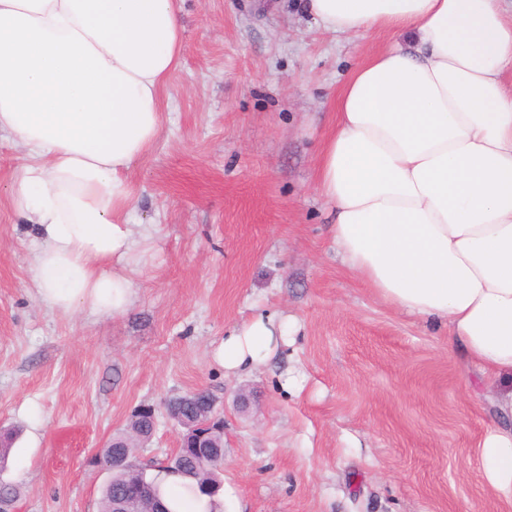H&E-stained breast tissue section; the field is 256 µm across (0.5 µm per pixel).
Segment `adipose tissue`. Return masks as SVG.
<instances>
[{
	"instance_id": "adipose-tissue-1",
	"label": "adipose tissue",
	"mask_w": 512,
	"mask_h": 512,
	"mask_svg": "<svg viewBox=\"0 0 512 512\" xmlns=\"http://www.w3.org/2000/svg\"><path fill=\"white\" fill-rule=\"evenodd\" d=\"M325 31L408 32L342 87L319 165L336 248L384 303L446 323L506 382L512 415V0H304ZM179 0H0V138L27 156L12 187L35 231L29 267L60 314H124L151 229L127 215L131 166L161 132L183 49ZM290 323L257 316L213 350L226 374L263 364ZM477 454L512 502V428Z\"/></svg>"
}]
</instances>
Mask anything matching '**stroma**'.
<instances>
[{
	"mask_svg": "<svg viewBox=\"0 0 512 512\" xmlns=\"http://www.w3.org/2000/svg\"><path fill=\"white\" fill-rule=\"evenodd\" d=\"M181 22L160 136L129 171V221L153 226L154 247L123 315L39 301L33 230L11 203L26 158L0 139V430L15 433L0 478L16 512H99L108 474L92 457L150 404L135 463L165 461L182 433L165 405L197 389L224 414V512H512L477 455L500 423L496 385L445 325L347 270L316 189L341 87L393 34L325 32L301 0H182ZM260 314L297 331L225 375L211 349Z\"/></svg>",
	"mask_w": 512,
	"mask_h": 512,
	"instance_id": "1",
	"label": "stroma"
}]
</instances>
